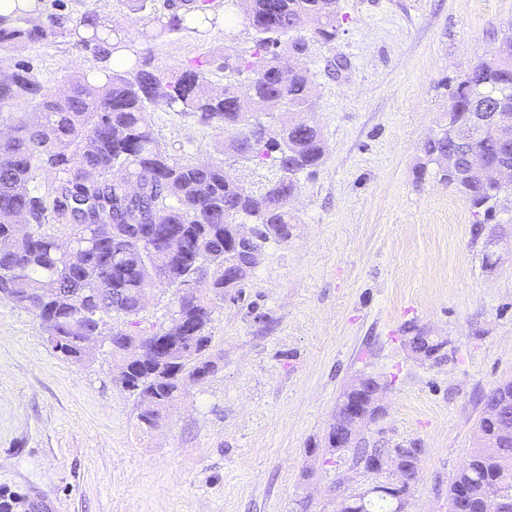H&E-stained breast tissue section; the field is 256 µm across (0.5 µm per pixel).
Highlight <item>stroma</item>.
I'll return each mask as SVG.
<instances>
[{
    "instance_id": "obj_1",
    "label": "stroma",
    "mask_w": 512,
    "mask_h": 512,
    "mask_svg": "<svg viewBox=\"0 0 512 512\" xmlns=\"http://www.w3.org/2000/svg\"><path fill=\"white\" fill-rule=\"evenodd\" d=\"M89 8L121 27L130 50L153 43L175 67L248 29L216 27L151 42L127 0H39L54 34L11 52L49 87L96 70L72 45ZM335 44L315 48V120L326 147L302 177L288 241L263 244L241 293L212 303L213 375L187 381L161 426L142 427L116 381L109 347L58 358L35 317L0 300V501L9 512H334L336 486L357 494L390 481L325 438L357 377L386 385V414L365 435L421 450L407 512H448V490L473 446L481 397L512 378V198L478 223L469 203L430 176L421 147L450 94L512 26V0H340ZM345 70H337V61ZM154 133L173 159L223 164L259 189L278 171L230 157L216 128L167 107ZM445 339L422 360L403 333Z\"/></svg>"
}]
</instances>
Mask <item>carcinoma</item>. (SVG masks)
<instances>
[{"mask_svg":"<svg viewBox=\"0 0 512 512\" xmlns=\"http://www.w3.org/2000/svg\"><path fill=\"white\" fill-rule=\"evenodd\" d=\"M128 2L146 13L154 41L205 33L238 8L249 17L251 46H226L217 60L199 56L165 74L154 65L152 47L130 59L122 31L86 11L73 46L101 63L116 54L129 71L105 66L59 93L25 65L8 69L0 80V124L12 131L0 140V295L32 313L53 353L74 362L90 354L82 337L100 332L104 317L121 320L110 329V350L127 361L121 385L139 399L140 422L153 428L186 380L215 372L207 359L212 307L190 292L202 266L211 269V292L222 300L243 288L261 244L292 236L298 219L289 202L301 191V176L316 173L325 158L321 130L310 118L316 111L312 80L300 59L334 44L341 24L339 0H224L222 17L211 0L172 2L165 12L154 0ZM59 25L54 13L35 18L18 5L13 17L0 18V52L39 42ZM208 67L224 72L223 87H212ZM452 97L455 109L425 141L415 179L425 180L433 165L439 181L487 214L512 186L473 179L471 167L511 163L512 141L489 126L477 128L472 118L476 112L512 113V34L473 67ZM158 106L217 128L224 151L269 160L279 176L256 192L229 178L222 163L173 160L152 127L151 108ZM450 152L458 159L453 172L441 163ZM43 175L54 181H42ZM245 220L257 232L240 245L233 225ZM157 290L169 293L170 317L142 329L143 297ZM407 330L421 337L425 359H442L444 343H426L413 324ZM484 400L500 414L478 420L477 448L448 492L450 499L465 493L472 512H479L490 483L512 489V435L499 434L500 425L512 424V380L497 384ZM326 448L351 453L354 467L383 453L366 438L338 448L328 436ZM344 512H401V501L383 483L368 497H347Z\"/></svg>","mask_w":512,"mask_h":512,"instance_id":"cac0c4a2","label":"carcinoma"}]
</instances>
